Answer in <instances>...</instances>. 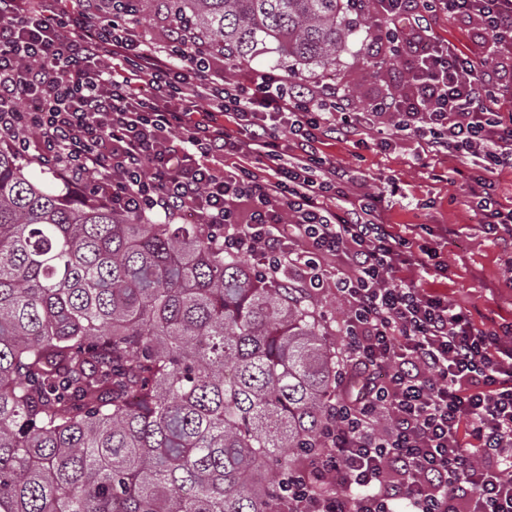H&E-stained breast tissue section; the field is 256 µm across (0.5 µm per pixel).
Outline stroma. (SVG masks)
<instances>
[{
    "label": "stroma",
    "instance_id": "obj_1",
    "mask_svg": "<svg viewBox=\"0 0 512 512\" xmlns=\"http://www.w3.org/2000/svg\"><path fill=\"white\" fill-rule=\"evenodd\" d=\"M439 40L453 42L478 58L488 55L489 43L477 39L476 24L445 16L432 23ZM406 58L382 54L373 33L358 29L335 65L306 72L308 86L333 85L354 97L357 105L387 93H401ZM336 164L352 171L366 191L382 195L385 217L394 232L419 242L440 244V259L448 270L442 276L421 277L433 291L469 309L479 324L512 322V275L505 251L496 236L486 233L483 217L471 203L469 186L457 174L465 163L453 157L416 159L409 146L379 153L350 142L331 140L324 147Z\"/></svg>",
    "mask_w": 512,
    "mask_h": 512
}]
</instances>
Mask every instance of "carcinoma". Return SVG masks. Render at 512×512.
Here are the masks:
<instances>
[{
  "instance_id": "obj_1",
  "label": "carcinoma",
  "mask_w": 512,
  "mask_h": 512,
  "mask_svg": "<svg viewBox=\"0 0 512 512\" xmlns=\"http://www.w3.org/2000/svg\"><path fill=\"white\" fill-rule=\"evenodd\" d=\"M234 64L326 67L344 0H165ZM318 299L203 224L33 182L0 148V512H280L339 376Z\"/></svg>"
}]
</instances>
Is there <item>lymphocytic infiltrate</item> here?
Segmentation results:
<instances>
[{
	"label": "lymphocytic infiltrate",
	"instance_id": "1",
	"mask_svg": "<svg viewBox=\"0 0 512 512\" xmlns=\"http://www.w3.org/2000/svg\"><path fill=\"white\" fill-rule=\"evenodd\" d=\"M378 2L387 42L413 64L405 93L358 110L336 87L273 69L226 85L223 59L193 34L147 47L136 26L102 23L92 0H0V145L112 209L200 215L264 281L294 271L311 292L334 290L347 308L339 364L356 384L333 404L287 512H512V323L476 324L401 277L443 272L437 248L396 235L380 196L350 192L349 170L322 150L369 130L382 152L410 141L419 155L473 160L487 229L512 238L493 179L512 168V113L492 108L512 77L432 32L445 14L512 44V0ZM229 155L245 163L227 173ZM330 256L342 259L332 274Z\"/></svg>",
	"mask_w": 512,
	"mask_h": 512
}]
</instances>
